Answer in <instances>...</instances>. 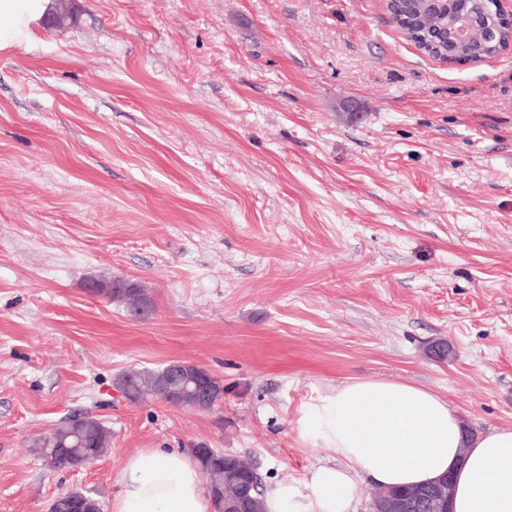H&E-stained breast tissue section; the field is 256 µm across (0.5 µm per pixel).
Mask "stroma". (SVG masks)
Returning a JSON list of instances; mask_svg holds the SVG:
<instances>
[{
	"instance_id": "1",
	"label": "stroma",
	"mask_w": 512,
	"mask_h": 512,
	"mask_svg": "<svg viewBox=\"0 0 512 512\" xmlns=\"http://www.w3.org/2000/svg\"><path fill=\"white\" fill-rule=\"evenodd\" d=\"M65 6L0 52V512L70 490L110 512L151 448L307 490L330 454L301 423L349 379L431 390L480 434L512 425V48L441 63L385 0ZM91 278L139 284L151 315ZM172 361L223 400L113 385ZM78 414L107 454L49 467L36 441ZM182 365L192 366L193 369L188 368V372L191 373V370L194 371L195 392L199 397L209 398L213 394L215 386H220V380L202 366L176 361L167 364L165 368L173 366L182 367ZM224 398V389L218 390L209 400L207 401H196L193 397L187 399L183 403V393L181 390L168 387L162 391L161 396L159 397L160 400L174 406H190L194 407L200 410H210L213 408L219 401H221Z\"/></svg>"
}]
</instances>
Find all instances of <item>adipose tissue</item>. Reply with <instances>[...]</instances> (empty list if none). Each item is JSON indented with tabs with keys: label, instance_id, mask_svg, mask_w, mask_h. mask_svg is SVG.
I'll return each mask as SVG.
<instances>
[{
	"label": "adipose tissue",
	"instance_id": "adipose-tissue-1",
	"mask_svg": "<svg viewBox=\"0 0 512 512\" xmlns=\"http://www.w3.org/2000/svg\"><path fill=\"white\" fill-rule=\"evenodd\" d=\"M55 0H0V51L29 43ZM304 428L343 466L324 464L309 493L268 485L266 512H350L358 477L384 487L431 483L453 474V512H512V426L465 432L438 394L385 379L341 383L313 405ZM112 512H214L189 453L147 449L119 475Z\"/></svg>",
	"mask_w": 512,
	"mask_h": 512
}]
</instances>
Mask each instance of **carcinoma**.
<instances>
[{"label": "carcinoma", "instance_id": "1", "mask_svg": "<svg viewBox=\"0 0 512 512\" xmlns=\"http://www.w3.org/2000/svg\"><path fill=\"white\" fill-rule=\"evenodd\" d=\"M392 21L425 54L453 60L462 55L464 60L478 62L497 56L507 48L512 37V23L506 22L497 9L496 0H393L387 5ZM468 17L472 37L461 43L453 35L456 18ZM108 298L128 309L148 303L144 290L125 280H114L107 288ZM170 381L164 369L149 370L132 368L121 373L115 382L116 388L132 402L156 398L157 388ZM110 432L95 417H86L83 435L75 437L70 428L62 424L45 436L38 452L53 468L67 470L84 460V456L99 459L110 448ZM198 470L206 478L207 488L212 496L215 509L224 507L238 494L233 478L224 471V462L215 463L190 449ZM240 464L254 477L251 490L250 512H265L264 485L255 463L240 459ZM83 500L82 492L68 491L55 498L49 512H69V504Z\"/></svg>", "mask_w": 512, "mask_h": 512}]
</instances>
